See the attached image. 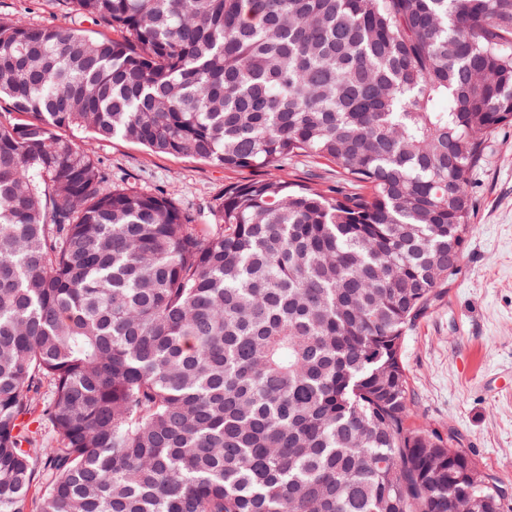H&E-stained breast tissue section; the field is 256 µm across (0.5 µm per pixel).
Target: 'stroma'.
<instances>
[{"mask_svg": "<svg viewBox=\"0 0 512 512\" xmlns=\"http://www.w3.org/2000/svg\"><path fill=\"white\" fill-rule=\"evenodd\" d=\"M0 17L86 34L101 30L65 0H0ZM60 135L96 158L113 186L171 193L202 224L225 184L254 176L123 139L69 129ZM471 191L474 230L458 271L407 331L401 356L420 422L452 435L486 475L512 485V126L489 140Z\"/></svg>", "mask_w": 512, "mask_h": 512, "instance_id": "obj_1", "label": "stroma"}]
</instances>
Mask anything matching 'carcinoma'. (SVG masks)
I'll use <instances>...</instances> for the list:
<instances>
[{
  "label": "carcinoma",
  "mask_w": 512,
  "mask_h": 512,
  "mask_svg": "<svg viewBox=\"0 0 512 512\" xmlns=\"http://www.w3.org/2000/svg\"><path fill=\"white\" fill-rule=\"evenodd\" d=\"M68 4L112 34L0 18V512H508L400 350L512 125V0ZM62 128L336 190L231 182L198 224ZM282 168L283 170H277ZM336 167L326 161L311 160L305 157H299L293 161H288L287 166H275L268 169V173L285 174L295 179L305 180L304 178H313L316 183L327 190L336 186Z\"/></svg>",
  "instance_id": "obj_1"
}]
</instances>
